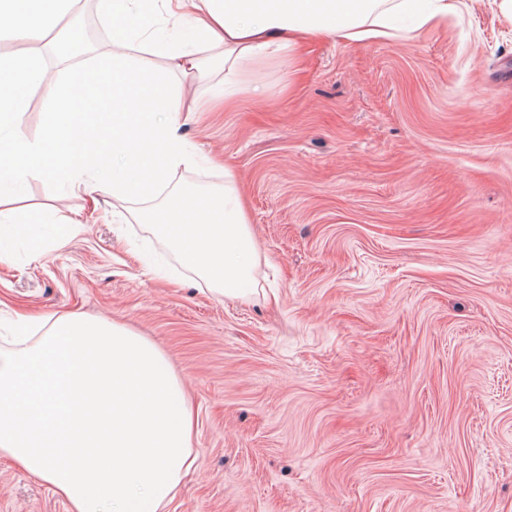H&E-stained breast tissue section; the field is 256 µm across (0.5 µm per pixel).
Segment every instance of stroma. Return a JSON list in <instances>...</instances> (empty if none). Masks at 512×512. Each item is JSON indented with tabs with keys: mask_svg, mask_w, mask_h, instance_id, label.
Segmentation results:
<instances>
[{
	"mask_svg": "<svg viewBox=\"0 0 512 512\" xmlns=\"http://www.w3.org/2000/svg\"><path fill=\"white\" fill-rule=\"evenodd\" d=\"M112 51L98 0L63 20ZM233 112L180 129L232 168L269 265L265 295L228 299L142 224L143 201L30 180L16 206L66 217L0 261V325L105 318L157 344L191 401L196 466L169 512H512V23L466 0L447 28L308 46L182 80ZM0 512H67L0 459Z\"/></svg>",
	"mask_w": 512,
	"mask_h": 512,
	"instance_id": "stroma-1",
	"label": "stroma"
}]
</instances>
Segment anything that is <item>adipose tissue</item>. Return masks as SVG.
Masks as SVG:
<instances>
[{
	"mask_svg": "<svg viewBox=\"0 0 512 512\" xmlns=\"http://www.w3.org/2000/svg\"><path fill=\"white\" fill-rule=\"evenodd\" d=\"M74 0H0V34L44 41ZM462 0H99L116 50L77 62L86 89L112 70V132L77 122L74 75L49 76L38 56L0 55L13 77L0 88V223L19 218L7 204L28 182L46 179L91 193L110 188L132 199L164 193L143 221L181 262L228 298L255 290L260 255L237 179L223 188L165 193L172 172L203 163L183 138L184 107L174 78L220 58L226 70L260 68L308 43L388 42L447 27ZM166 61L137 65L135 52ZM41 92V137L23 130L29 92ZM20 348L0 350V458L16 463L62 498L68 512H165L195 459L182 378L162 350L123 325L81 315L47 317Z\"/></svg>",
	"mask_w": 512,
	"mask_h": 512,
	"instance_id": "ef3b65f1",
	"label": "adipose tissue"
}]
</instances>
